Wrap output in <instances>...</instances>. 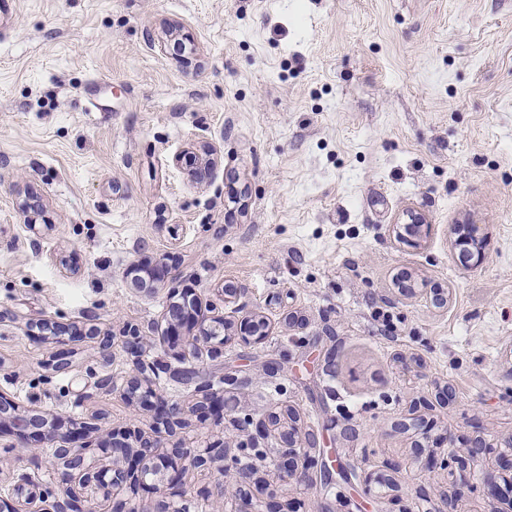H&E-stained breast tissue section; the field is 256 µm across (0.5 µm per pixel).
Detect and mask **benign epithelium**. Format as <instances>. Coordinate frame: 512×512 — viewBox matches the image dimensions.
I'll list each match as a JSON object with an SVG mask.
<instances>
[{
    "label": "benign epithelium",
    "mask_w": 512,
    "mask_h": 512,
    "mask_svg": "<svg viewBox=\"0 0 512 512\" xmlns=\"http://www.w3.org/2000/svg\"><path fill=\"white\" fill-rule=\"evenodd\" d=\"M432 225L424 223L418 215L411 216L409 224L393 225L395 238L399 242L426 241L431 235ZM454 246L458 253L467 256L469 267L482 265L487 258V241L477 235V225L459 224L455 227ZM238 336L244 342H262L266 336V325L262 320L245 317L237 325ZM124 396L135 397L148 410L154 412L157 420V432H164L174 437L177 431L189 424V410L182 404L170 402L158 395L148 381L135 374L126 383ZM224 404L212 395L205 393L197 402L195 413L199 419L214 416L220 417ZM48 417L37 410H19L12 400L0 395V423L10 422L18 437L28 432H36L46 443L43 448L30 449L19 446V452L32 451L36 454L48 455L52 467L61 472L62 482L58 487L46 485L29 492L28 486L34 485L31 476L26 472L17 474L14 490L24 494V498L14 505L5 507L6 512H91L88 499L82 490L93 484L107 497L108 512H136L127 501L115 503L110 497L111 490L126 485L131 494L139 491L154 493L160 497L157 512H169V496L184 493L182 486L183 474L187 467L202 468L214 463H221L224 479L215 483L207 492L213 506L224 503V496L233 493L240 497L242 510L253 512V499L264 494L266 484L257 477V469L248 470L242 467L228 468L226 449L209 446L206 448H188L178 440L164 453L158 452V440L139 436L137 446L128 442L127 435L120 432H109L102 442L101 450L107 456L122 460L126 466L106 465L95 459L92 449L79 442L80 432L77 430L62 433L58 428L47 423ZM281 429L282 446L277 450L271 461L273 470L279 476H288L299 470L308 472L318 466V459L310 454L316 447L315 436L309 432L300 434L291 427L290 419L262 418L256 421V431L265 435L270 429Z\"/></svg>",
    "instance_id": "obj_1"
}]
</instances>
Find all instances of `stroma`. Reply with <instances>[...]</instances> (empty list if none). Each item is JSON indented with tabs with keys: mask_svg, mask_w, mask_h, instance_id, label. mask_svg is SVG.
Listing matches in <instances>:
<instances>
[{
	"mask_svg": "<svg viewBox=\"0 0 512 512\" xmlns=\"http://www.w3.org/2000/svg\"><path fill=\"white\" fill-rule=\"evenodd\" d=\"M15 2L0 23V394L82 422L93 445L154 436L119 393L135 328L159 394L224 399L186 445L274 456L253 422L284 407L316 435L328 484L267 474L259 512H512L497 459L512 453V0ZM191 147L212 149L209 171L180 160ZM413 214L431 237L395 244ZM457 224L487 236L481 266L460 265ZM134 264L163 287L135 291ZM409 276L444 304L400 295ZM174 288L223 318L217 339L167 341ZM248 315L264 341L235 338ZM38 319L74 341L33 335ZM479 438L491 453L459 490ZM15 441L0 429V498L18 472L54 474ZM420 455L441 464L419 470Z\"/></svg>",
	"mask_w": 512,
	"mask_h": 512,
	"instance_id": "35a3bbf8",
	"label": "stroma"
}]
</instances>
